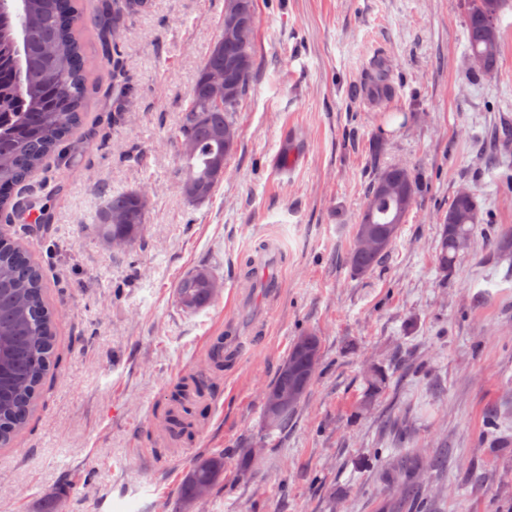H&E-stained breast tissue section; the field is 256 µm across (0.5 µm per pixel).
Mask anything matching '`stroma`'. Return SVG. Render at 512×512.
<instances>
[{"mask_svg":"<svg viewBox=\"0 0 512 512\" xmlns=\"http://www.w3.org/2000/svg\"><path fill=\"white\" fill-rule=\"evenodd\" d=\"M101 2L82 0L86 123L26 188L48 220L27 230L0 212L44 271L58 344L27 427L0 448V512H172L184 472L217 452L224 480L191 512H396L363 464L397 455L389 420L409 435L432 512H512V251L490 243L512 229V145L492 167L478 152L512 125V8L497 71L475 76L461 0H256L238 145L212 197L193 203L174 134L224 0H150L113 53L95 26ZM116 63L133 89L118 116ZM393 164L415 171V203L361 278L354 227L369 183ZM463 186L480 229L444 273L441 217ZM125 191L145 192V229L116 250L97 222ZM200 267L220 288L188 312L175 284ZM305 333L321 339L315 379L287 428L266 433L264 394ZM371 369L387 377L372 396ZM489 408L501 417L493 433ZM248 448L259 455L243 473ZM440 448L438 477L426 463Z\"/></svg>","mask_w":512,"mask_h":512,"instance_id":"stroma-1","label":"stroma"}]
</instances>
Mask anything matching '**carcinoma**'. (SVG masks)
Here are the masks:
<instances>
[{
	"label": "carcinoma",
	"mask_w": 512,
	"mask_h": 512,
	"mask_svg": "<svg viewBox=\"0 0 512 512\" xmlns=\"http://www.w3.org/2000/svg\"><path fill=\"white\" fill-rule=\"evenodd\" d=\"M469 30L468 59L480 57L484 68L477 74L497 70L501 37L497 21L512 0H466ZM149 0H112L103 4L97 24L103 38L112 46L121 40L125 17L144 12ZM237 15L257 19L255 0H224V18ZM80 0H20L16 6L0 0V209L12 210L18 217L35 203L15 201L14 189H22L33 173L44 167L50 156L61 150L84 120L88 98V63L82 44ZM242 61V78L235 96L217 105L210 99L207 75L223 71L228 61ZM119 62L112 61V97L115 111L122 110L130 90L118 82ZM254 68V38L224 46V52L210 50L191 89V99L174 135L179 159L183 162L180 181L193 179L199 193L211 197L217 184L211 171L218 159H226L237 147L224 148V128L237 129L234 112L246 97ZM192 150L183 152L184 141ZM389 180L394 190L378 194L379 182ZM414 173L390 165L376 173L368 188L366 205L355 225L349 256L352 272L371 274L388 255L401 225L405 223L416 197ZM443 238L439 267L451 271L461 245L474 236L479 224L476 197L454 195L443 218ZM99 227L104 238L130 245L141 238L145 228V205L137 192L109 198L100 213ZM371 230L386 240L379 249L363 246V235ZM217 282L204 268L182 276L175 294L180 307L201 309L213 300ZM55 311L43 297L42 271L9 237L0 238V445H9L26 425L34 408L41 381L54 365ZM321 358L319 337L299 336L289 350L270 390L283 384L294 391L288 406L265 408L268 431L283 430L305 396L315 373L305 372V359ZM418 462L404 452L392 461L385 473L398 487L397 504L409 512L420 509L419 491L412 481ZM224 480V454L201 456L183 475L173 512H187L197 500L209 496Z\"/></svg>",
	"instance_id": "carcinoma-1"
}]
</instances>
